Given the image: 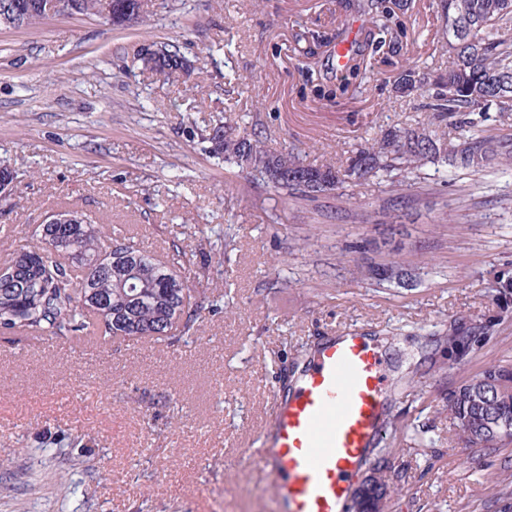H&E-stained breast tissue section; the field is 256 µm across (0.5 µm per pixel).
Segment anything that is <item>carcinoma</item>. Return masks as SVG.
<instances>
[{"label":"carcinoma","mask_w":512,"mask_h":512,"mask_svg":"<svg viewBox=\"0 0 512 512\" xmlns=\"http://www.w3.org/2000/svg\"><path fill=\"white\" fill-rule=\"evenodd\" d=\"M366 42L383 39L388 30L378 19L379 0ZM448 74L433 79L409 62L401 66L394 90L409 95L432 81L436 118L444 121L463 112H512V0H443ZM151 72L173 76L185 72L179 49L166 44L150 56H138ZM212 152L249 170L283 199L314 198L381 174H395L402 187L420 178L429 163L479 172L498 156L494 142L462 140L455 144L427 127L394 128L380 139H366L351 163L305 164L292 151L271 153L256 133L214 128ZM52 237L55 251L38 255L40 246H22L7 262L10 283L0 282V332H46L61 339L90 335V327L106 336L128 339L155 336L173 328L190 332L191 289L177 271L179 260L165 263L144 251L131 237L102 240V227L84 224H43L39 240ZM403 248L385 265L382 280L406 284L399 261ZM437 413L448 418L457 443L464 448L493 449L512 442V364L492 363L442 398ZM365 489L353 499V512H377L381 499L395 489V469L385 449L375 453Z\"/></svg>","instance_id":"obj_1"}]
</instances>
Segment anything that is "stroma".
<instances>
[{
	"mask_svg": "<svg viewBox=\"0 0 512 512\" xmlns=\"http://www.w3.org/2000/svg\"><path fill=\"white\" fill-rule=\"evenodd\" d=\"M384 0L395 50L366 47L349 77L336 41L368 27L367 0H143L138 19L51 16L0 28V257L76 208L164 260L179 252L192 332L86 349L0 334V512H280L241 449L260 454L277 402L312 347L355 329L383 362L377 447L399 478L386 512H495L512 501V445H455L436 404L487 365L512 361V170L427 165L395 192L380 176L314 199H281L211 152L217 124L266 150L347 166L358 142L427 125L512 151V114L439 122L433 91L397 96L402 61L448 70L439 0ZM144 44L177 45L192 68L143 70ZM410 251L414 286L358 274L385 263L370 240ZM287 254L280 269L270 255ZM345 266H338L340 255ZM463 344L449 350V332Z\"/></svg>",
	"mask_w": 512,
	"mask_h": 512,
	"instance_id": "35a3bbf8",
	"label": "stroma"
}]
</instances>
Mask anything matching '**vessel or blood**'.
Instances as JSON below:
<instances>
[{"instance_id":"b4317fda","label":"vessel or blood","mask_w":512,"mask_h":512,"mask_svg":"<svg viewBox=\"0 0 512 512\" xmlns=\"http://www.w3.org/2000/svg\"><path fill=\"white\" fill-rule=\"evenodd\" d=\"M381 386L380 359L364 336L350 330L319 345L258 458L284 512H344L379 432Z\"/></svg>"}]
</instances>
